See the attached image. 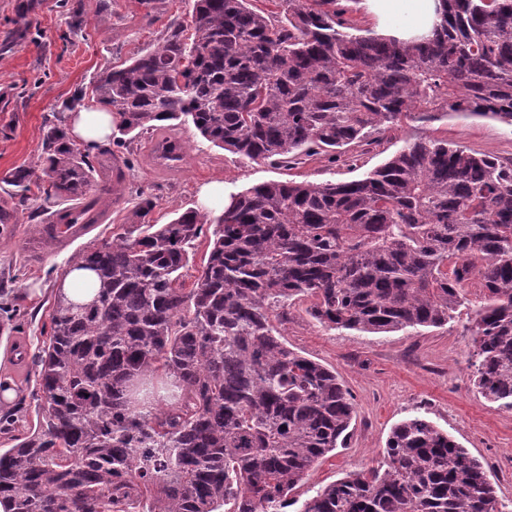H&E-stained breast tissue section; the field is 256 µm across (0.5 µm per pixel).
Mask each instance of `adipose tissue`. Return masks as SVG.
Listing matches in <instances>:
<instances>
[{
	"mask_svg": "<svg viewBox=\"0 0 512 512\" xmlns=\"http://www.w3.org/2000/svg\"><path fill=\"white\" fill-rule=\"evenodd\" d=\"M376 33L403 40L430 35L441 20V0H361ZM113 116L92 108L69 116L70 135L92 147L112 132Z\"/></svg>",
	"mask_w": 512,
	"mask_h": 512,
	"instance_id": "1",
	"label": "adipose tissue"
}]
</instances>
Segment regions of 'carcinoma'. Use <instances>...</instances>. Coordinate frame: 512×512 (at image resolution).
Segmentation results:
<instances>
[{
  "label": "carcinoma",
  "instance_id": "obj_1",
  "mask_svg": "<svg viewBox=\"0 0 512 512\" xmlns=\"http://www.w3.org/2000/svg\"><path fill=\"white\" fill-rule=\"evenodd\" d=\"M194 0L191 35L103 72L97 103L119 116L117 147L160 133L176 165L190 123L245 161L280 168L354 161L404 121L451 114L512 126V0H442L428 39L400 41L343 18L336 0ZM110 148L90 157L63 118L46 123L42 224H96L112 186L90 195ZM34 168L3 178L25 204ZM18 205H0V224ZM140 196L112 241L79 253L96 276L87 306L55 298L35 356L36 424L0 451L12 512H288L320 460L346 445L354 398L336 372L288 348L272 318L296 302L328 329L441 328L481 301L478 392L512 412V158L410 137L343 182L269 181L228 194L217 215L154 224ZM213 226L193 287L190 252ZM295 512H503L481 462L431 421L390 432L377 465L317 490Z\"/></svg>",
  "mask_w": 512,
  "mask_h": 512
}]
</instances>
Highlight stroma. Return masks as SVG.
Returning a JSON list of instances; mask_svg holds the SVG:
<instances>
[{
    "instance_id": "1",
    "label": "stroma",
    "mask_w": 512,
    "mask_h": 512,
    "mask_svg": "<svg viewBox=\"0 0 512 512\" xmlns=\"http://www.w3.org/2000/svg\"><path fill=\"white\" fill-rule=\"evenodd\" d=\"M19 2L0 0V42L14 40L9 51L0 50V201L5 198L4 177L36 163L50 111L77 94L84 105H91L98 76L157 45L170 24L190 25L194 0H162V8L148 20L138 0H110L109 11L102 14L96 10L97 0H40L24 30L17 23ZM76 6L83 10L78 29L72 28L70 18ZM177 134L187 146L181 168L156 169L153 142L141 137L126 172L125 198L66 247L37 260L23 249L31 236L27 221L0 232V283L7 287L0 302L25 314L21 328L0 326V377L11 378L19 389L13 405H1L0 414L13 415L15 429L25 430L36 422L33 358L49 324L58 281L81 251L119 231L139 194L156 197L151 218L166 224L177 213L197 207L203 185L216 182L232 191L272 180L348 181L384 163L409 136L442 138L471 153L512 158V126L456 115L393 129L362 156L354 171L320 157L287 171L263 161H241L206 142L193 126L178 127ZM34 283L41 284L43 292L32 301L27 290ZM466 297L446 326L417 333L329 330L310 318L306 302L292 306L280 326L289 348L334 369L352 393L356 411L347 447L318 463L295 489L296 498L307 499L319 488L375 465L392 427L422 415L482 463L499 502L512 510V413L496 409L473 384L475 346L466 325L480 298L471 288Z\"/></svg>"
}]
</instances>
